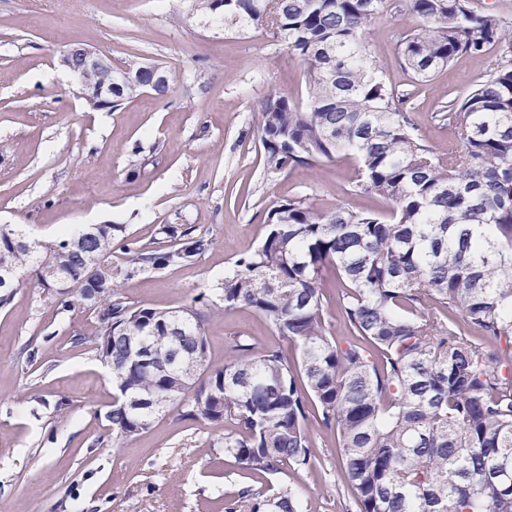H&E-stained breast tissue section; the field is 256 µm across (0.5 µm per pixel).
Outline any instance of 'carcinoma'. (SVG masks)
<instances>
[{
    "mask_svg": "<svg viewBox=\"0 0 512 512\" xmlns=\"http://www.w3.org/2000/svg\"><path fill=\"white\" fill-rule=\"evenodd\" d=\"M389 0H190L224 30L271 28L307 68V105L283 95L261 104L267 170L311 166L339 154L358 163L356 191L393 203L391 216L348 207L324 212L305 198L274 205L263 242L238 258L217 300L268 319L300 349L231 340V358L207 360L201 315L126 301L121 282L195 262L212 239L191 224H164L167 250L121 245L122 227L94 238H30L0 225V288L9 307L25 275L47 282L64 310L91 308L96 356L112 364L106 419L140 435L169 408L185 419L242 428L224 452L255 472L311 463L310 420L336 431L342 473L358 512H512V29L469 0H405L420 25L398 46L425 82L460 54L497 47L487 78L448 100L462 149L443 159L409 131L398 94L364 40ZM112 89V107L140 90L137 74ZM97 270L92 307L78 286ZM342 285L336 311L352 340L331 336L322 273ZM181 331L167 335L175 317ZM152 346L149 362L131 357ZM284 485L265 498L243 491L224 512H299Z\"/></svg>",
    "mask_w": 512,
    "mask_h": 512,
    "instance_id": "1",
    "label": "carcinoma"
}]
</instances>
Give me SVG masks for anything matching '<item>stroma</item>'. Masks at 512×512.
Listing matches in <instances>:
<instances>
[{
	"mask_svg": "<svg viewBox=\"0 0 512 512\" xmlns=\"http://www.w3.org/2000/svg\"><path fill=\"white\" fill-rule=\"evenodd\" d=\"M418 24L391 8L365 40L395 90L411 92L413 132L445 155L460 150L462 135L441 112L485 79L497 51L458 56L418 81L397 53ZM74 46L117 69L153 60L176 80L166 95L96 110L69 91L60 58ZM274 93L305 105L303 61L273 30L225 32L190 15L186 0H0V225L54 239L66 226L117 224L126 242L159 249L169 244L161 225H194L213 240L205 255L122 288L133 305L178 309L223 287L225 271L265 238L275 202L304 196L323 211L388 213L391 202L355 192L352 156L267 171L260 104ZM201 315L210 365L224 364L238 336L300 356L251 310ZM95 334L90 310L59 309L32 277L0 309V512H224L243 490L282 485L302 512H356L336 433L318 423L312 466L268 474L225 453L224 423L175 409L146 433L113 436L104 414L114 391Z\"/></svg>",
	"mask_w": 512,
	"mask_h": 512,
	"instance_id": "stroma-1",
	"label": "stroma"
}]
</instances>
